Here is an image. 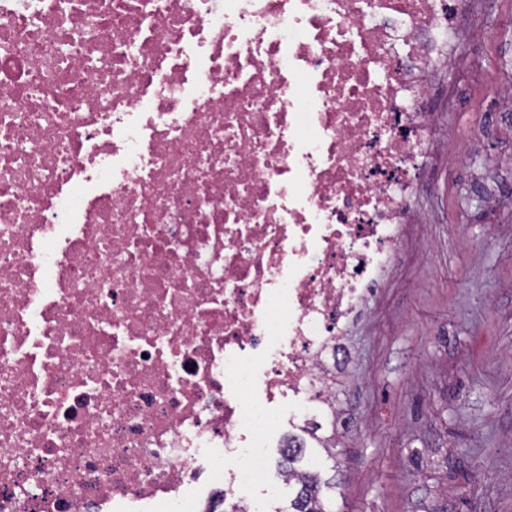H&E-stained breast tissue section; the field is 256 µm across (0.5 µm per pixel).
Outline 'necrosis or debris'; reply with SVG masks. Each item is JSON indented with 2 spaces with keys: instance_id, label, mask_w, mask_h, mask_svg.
<instances>
[{
  "instance_id": "obj_1",
  "label": "necrosis or debris",
  "mask_w": 512,
  "mask_h": 512,
  "mask_svg": "<svg viewBox=\"0 0 512 512\" xmlns=\"http://www.w3.org/2000/svg\"><path fill=\"white\" fill-rule=\"evenodd\" d=\"M459 5L0 0V512H262L401 251Z\"/></svg>"
}]
</instances>
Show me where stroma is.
Wrapping results in <instances>:
<instances>
[{
	"label": "stroma",
	"mask_w": 512,
	"mask_h": 512,
	"mask_svg": "<svg viewBox=\"0 0 512 512\" xmlns=\"http://www.w3.org/2000/svg\"><path fill=\"white\" fill-rule=\"evenodd\" d=\"M462 25L423 221L346 330L336 512H512V0Z\"/></svg>",
	"instance_id": "stroma-1"
}]
</instances>
